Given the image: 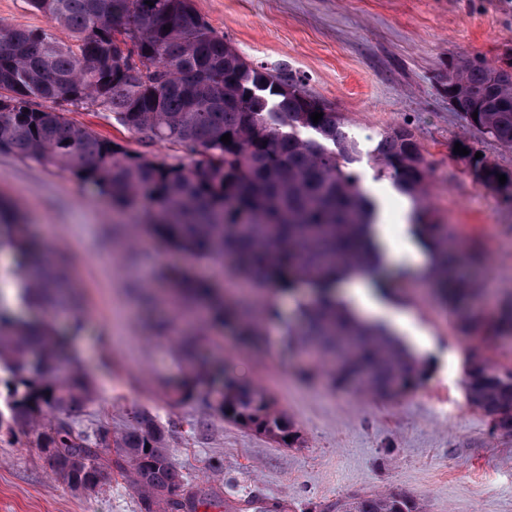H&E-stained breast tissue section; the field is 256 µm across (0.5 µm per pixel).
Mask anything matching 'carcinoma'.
<instances>
[{
	"mask_svg": "<svg viewBox=\"0 0 512 512\" xmlns=\"http://www.w3.org/2000/svg\"><path fill=\"white\" fill-rule=\"evenodd\" d=\"M31 0L34 9L68 30L72 47L49 34L0 23V151L57 166L107 190L112 204L147 203L141 224L167 246L202 262L222 259L227 274L263 292L283 293L299 284L316 292L299 304L300 335L317 355L335 356L336 383L365 378L378 395L411 388L417 362L384 325L352 321L327 291L349 269L384 274L375 234V204L351 170L359 148L345 119L318 109L297 79H282L243 60L213 33L192 0ZM450 102L467 126L512 147V63L489 66L455 60ZM97 106L140 141L179 147L189 163L133 152L66 116V107ZM323 113L315 123L311 114ZM478 116H473V113ZM230 134L231 144L221 137ZM459 156L466 172L485 188L512 198V171ZM373 156L379 175L414 204V227L436 254V297L462 316L468 291L454 287L458 255L448 248V229L419 205L429 165L403 127L384 135ZM506 176L500 184L497 175ZM15 266L0 276V432L22 435L45 452L53 470L74 488L92 490L107 464L130 478L140 512H181L186 502L164 437L144 413L121 433L92 435L70 416L91 398L86 377L56 374L66 346L44 322L19 320L6 306L3 285L18 298L50 311L53 289L67 262L46 253L21 216L0 197V252ZM160 277L190 302L210 303L209 323L233 328L240 341L258 345L263 334L252 313L227 304L213 283L189 268L164 267ZM512 336V302L486 328ZM186 379L178 401L206 383L220 390L212 408L279 443L300 436L263 392L241 383L221 364L185 354ZM469 403L494 426L512 434V372L477 364L467 374ZM291 441H286V438ZM113 453V457L104 455ZM336 512H419L403 493L371 494L336 505Z\"/></svg>",
	"mask_w": 512,
	"mask_h": 512,
	"instance_id": "cac0c4a2",
	"label": "carcinoma"
}]
</instances>
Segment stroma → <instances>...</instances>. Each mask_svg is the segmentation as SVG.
Here are the masks:
<instances>
[{
	"label": "stroma",
	"instance_id": "stroma-1",
	"mask_svg": "<svg viewBox=\"0 0 512 512\" xmlns=\"http://www.w3.org/2000/svg\"><path fill=\"white\" fill-rule=\"evenodd\" d=\"M196 11L247 62L302 77L306 92L340 113L358 141L353 168L371 189L397 244L414 237L411 204L377 175L372 150L381 135L408 128L429 164L425 206L448 225L460 254L484 261L461 266L476 284L472 304L492 320L497 297L512 294V204L475 183L454 154L468 140L512 171V148L469 128L448 102V61L464 56L499 64L512 55V0H194ZM41 29L72 43L70 33L31 7L0 0V22ZM71 120L129 150L171 160L179 147L145 144L96 107H72ZM0 195L23 213L31 233L70 258V283L82 306L53 314L72 331L77 362L94 394L72 414L76 429L124 431L147 413L165 434L193 512L252 498L288 503V512H327L330 504L401 491L421 512H512V435L494 428L466 395L470 367L512 371V340L481 337L451 316L415 276L397 277L386 301L407 314L424 344L414 347L415 388L370 394L361 384L333 385L332 359L315 364L306 345L285 348L293 297L264 334L261 351L233 332L174 323L162 266L192 268L225 282L224 263L197 261L148 239L130 246L142 207L118 209L97 187L54 166L0 152ZM195 343L243 383L267 393L301 435L279 445L219 415L207 389L176 403L185 343ZM0 512H138L127 477L109 471L91 491L55 474L25 438L0 434Z\"/></svg>",
	"mask_w": 512,
	"mask_h": 512
}]
</instances>
